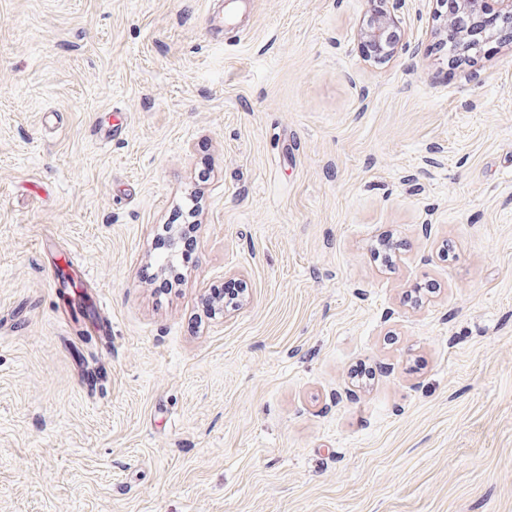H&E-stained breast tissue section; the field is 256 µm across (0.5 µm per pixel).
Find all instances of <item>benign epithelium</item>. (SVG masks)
I'll return each mask as SVG.
<instances>
[{
	"instance_id": "benign-epithelium-1",
	"label": "benign epithelium",
	"mask_w": 512,
	"mask_h": 512,
	"mask_svg": "<svg viewBox=\"0 0 512 512\" xmlns=\"http://www.w3.org/2000/svg\"><path fill=\"white\" fill-rule=\"evenodd\" d=\"M493 15L484 16V0H456L459 8L456 14L450 16L440 13L439 28L443 32L454 28L460 30L455 46L469 51L479 42L494 34L500 28L512 26V0H495ZM396 18L379 13L374 15L368 24L360 30L363 41L375 50V58L379 62H387L398 53L400 37L398 35Z\"/></svg>"
}]
</instances>
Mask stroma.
<instances>
[{
    "mask_svg": "<svg viewBox=\"0 0 512 512\" xmlns=\"http://www.w3.org/2000/svg\"><path fill=\"white\" fill-rule=\"evenodd\" d=\"M224 2L0 0V512H512V33ZM399 23L387 13L375 14L368 24L360 30L363 41L375 50L379 62H387L398 53L400 37L397 33Z\"/></svg>",
    "mask_w": 512,
    "mask_h": 512,
    "instance_id": "obj_1",
    "label": "stroma"
}]
</instances>
